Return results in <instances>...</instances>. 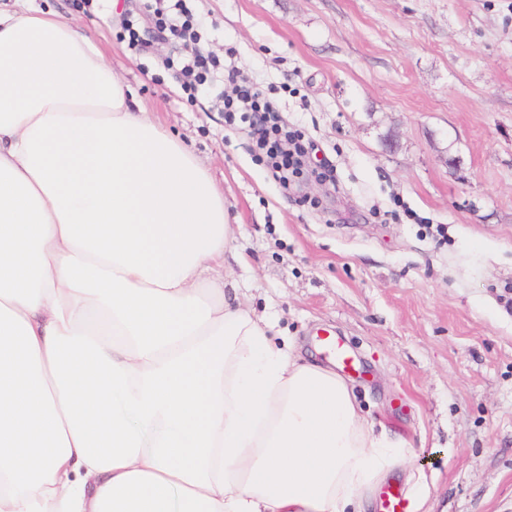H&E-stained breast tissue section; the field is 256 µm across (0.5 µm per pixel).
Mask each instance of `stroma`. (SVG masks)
Here are the masks:
<instances>
[{
    "mask_svg": "<svg viewBox=\"0 0 512 512\" xmlns=\"http://www.w3.org/2000/svg\"><path fill=\"white\" fill-rule=\"evenodd\" d=\"M75 22L209 171L235 229L219 277L302 356L338 332L376 431L424 473L421 512H512V0H191L334 183L274 180L175 43L128 47L142 0H27Z\"/></svg>",
    "mask_w": 512,
    "mask_h": 512,
    "instance_id": "obj_1",
    "label": "stroma"
}]
</instances>
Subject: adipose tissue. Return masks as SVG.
<instances>
[{
  "instance_id": "obj_1",
  "label": "adipose tissue",
  "mask_w": 512,
  "mask_h": 512,
  "mask_svg": "<svg viewBox=\"0 0 512 512\" xmlns=\"http://www.w3.org/2000/svg\"><path fill=\"white\" fill-rule=\"evenodd\" d=\"M232 235L89 36L0 7V512H362L407 461L227 300Z\"/></svg>"
}]
</instances>
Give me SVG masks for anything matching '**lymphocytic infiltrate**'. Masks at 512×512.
I'll use <instances>...</instances> for the list:
<instances>
[{
	"label": "lymphocytic infiltrate",
	"mask_w": 512,
	"mask_h": 512,
	"mask_svg": "<svg viewBox=\"0 0 512 512\" xmlns=\"http://www.w3.org/2000/svg\"><path fill=\"white\" fill-rule=\"evenodd\" d=\"M183 2L145 0L144 7L159 31L191 44L190 54L181 60L184 91L197 94L214 78H222L224 90L217 96L216 104L223 110L226 122L247 124L266 156L273 178L288 183L290 176L300 174L305 166L309 143L301 133L282 125L276 106L256 84L243 78L235 67L225 66L223 59L206 49Z\"/></svg>",
	"instance_id": "obj_1"
}]
</instances>
